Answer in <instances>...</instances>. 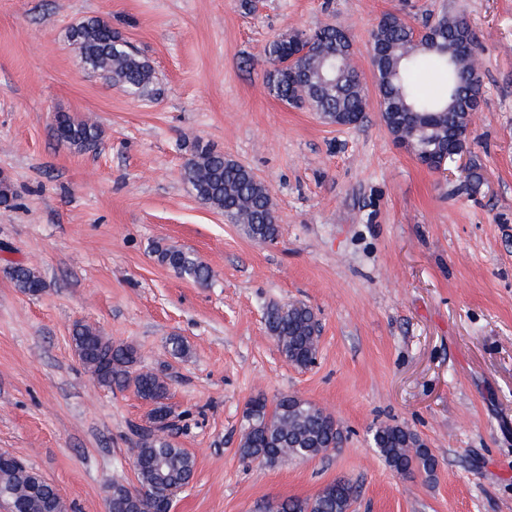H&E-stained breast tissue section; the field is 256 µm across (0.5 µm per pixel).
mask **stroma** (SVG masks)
Listing matches in <instances>:
<instances>
[{
	"label": "stroma",
	"instance_id": "1",
	"mask_svg": "<svg viewBox=\"0 0 512 512\" xmlns=\"http://www.w3.org/2000/svg\"><path fill=\"white\" fill-rule=\"evenodd\" d=\"M463 17L478 48L480 108L463 158L422 166L381 119L368 38L387 13L422 28ZM107 21L153 65L158 92L106 82L69 39ZM333 24L354 38L366 121L340 127L269 90L265 50ZM88 117L77 151L56 113ZM210 144L270 189L278 238L259 245L201 203L183 177L188 141ZM482 176L458 191V171ZM0 453L52 484L66 512H106L113 482L136 485L135 426L151 404L107 389L80 364L82 322L137 349L169 384L173 439L195 459L173 512H263L344 478L351 512H512V0H0ZM194 251L201 286L161 265L156 245ZM46 282L36 296L12 264ZM319 320L316 364L287 362L268 304ZM189 346L170 353L171 337ZM288 394L336 421L337 448L276 468L243 461L248 402ZM416 433L433 477H403L373 446L377 427ZM59 128L53 130L54 136L78 151H85L96 146L100 140L101 131L96 124H91L71 116L60 113ZM5 271L15 286L27 294L36 296L46 288V283L41 275L31 267L18 263L9 266Z\"/></svg>",
	"mask_w": 512,
	"mask_h": 512
}]
</instances>
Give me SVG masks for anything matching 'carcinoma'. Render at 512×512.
<instances>
[{"instance_id":"1","label":"carcinoma","mask_w":512,"mask_h":512,"mask_svg":"<svg viewBox=\"0 0 512 512\" xmlns=\"http://www.w3.org/2000/svg\"><path fill=\"white\" fill-rule=\"evenodd\" d=\"M432 36L417 39L399 16L384 15L369 33L368 44L381 100V118L396 141L412 145L422 158L427 151L444 150L450 141L467 136L473 105L481 97L475 82L477 62L472 52L473 34L467 22L444 12L426 22ZM342 29L326 25L310 33L293 30L266 49L270 92L293 107H307L338 126L358 125L365 112V94L358 72L350 63L352 40H341ZM70 41L86 66L105 80L137 96L153 94L156 76L151 64L100 18L72 27ZM432 68L445 81L440 95L424 96L413 82L415 72ZM54 136L79 151L96 146L101 131L68 113L59 114ZM184 179L196 197L219 211L232 224L260 244L276 240L277 217L267 187L251 169L224 157L209 144L196 140L184 168ZM160 263L176 274L203 285L211 271L193 252L158 245ZM6 275L23 292L37 296L46 288L33 268L14 264ZM266 329L282 356L295 366L313 364L318 353V319L306 305L271 304L266 308ZM72 343L79 361L106 388H134L153 404L150 421L160 425L147 430L134 452L139 486L112 484V512H150L159 492L174 491L191 480L194 458L167 434L164 420L172 415L166 403L168 385L153 371L136 368L137 351L114 345L91 326L74 325ZM239 454L248 462L260 458L275 466L293 459L313 458L338 445L340 432L334 420L316 405L294 395H282L273 405L257 397L248 404ZM374 447L387 465L402 476L415 471L431 475L436 460L419 438L406 429L384 425L373 434ZM356 487L347 481L326 485L308 498L272 501L264 512H350ZM0 499L11 512H66L57 490L24 466H0Z\"/></svg>"}]
</instances>
